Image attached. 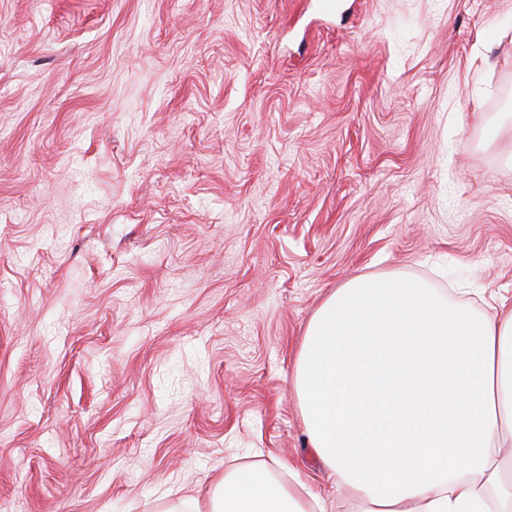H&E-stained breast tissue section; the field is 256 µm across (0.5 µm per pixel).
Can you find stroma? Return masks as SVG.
<instances>
[{
	"label": "stroma",
	"instance_id": "1",
	"mask_svg": "<svg viewBox=\"0 0 512 512\" xmlns=\"http://www.w3.org/2000/svg\"><path fill=\"white\" fill-rule=\"evenodd\" d=\"M512 297V0H0V512L288 461L359 274Z\"/></svg>",
	"mask_w": 512,
	"mask_h": 512
}]
</instances>
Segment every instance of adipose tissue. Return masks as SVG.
I'll use <instances>...</instances> for the list:
<instances>
[{"label": "adipose tissue", "instance_id": "adipose-tissue-1", "mask_svg": "<svg viewBox=\"0 0 512 512\" xmlns=\"http://www.w3.org/2000/svg\"><path fill=\"white\" fill-rule=\"evenodd\" d=\"M294 389L352 512H512V303L483 312L405 274L344 284L309 322ZM207 512H323L288 462L225 471Z\"/></svg>", "mask_w": 512, "mask_h": 512}]
</instances>
